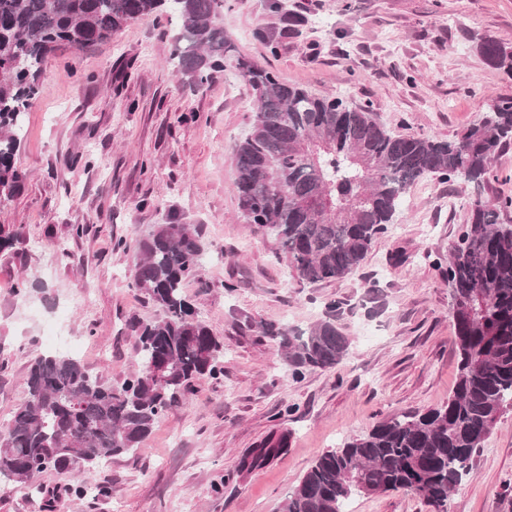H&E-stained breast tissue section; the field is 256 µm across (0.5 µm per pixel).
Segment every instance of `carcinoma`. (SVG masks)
Here are the masks:
<instances>
[{
    "label": "carcinoma",
    "mask_w": 512,
    "mask_h": 512,
    "mask_svg": "<svg viewBox=\"0 0 512 512\" xmlns=\"http://www.w3.org/2000/svg\"><path fill=\"white\" fill-rule=\"evenodd\" d=\"M167 9L178 21L169 60L189 85L203 88L234 55L257 93L251 131L235 149L233 190L247 223L275 237L298 279L341 281L356 271L417 181L431 176L473 188L468 220L443 268L458 351L452 394L324 451L282 503V512H347L355 495L403 491L448 512L498 414L512 405V219L504 216L512 196L493 205L482 199L495 156L512 142V98L491 100L454 139L394 135L369 108L288 85L235 55L218 22L224 0H0V197L15 195L26 180L15 162L19 131L47 55L81 51ZM477 50L512 75L511 47L488 37ZM136 248L133 286L160 310L131 323L137 370L114 386L71 356L37 358L25 401L0 432V481L29 486L47 469H89L135 452L196 381L224 373L223 344L183 294L188 281L204 284L198 229L172 212ZM342 305L328 300L322 318L305 329L263 326L293 376L334 368L348 355L351 342L336 322ZM289 437L286 430L268 437L235 473L277 458Z\"/></svg>",
    "instance_id": "cac0c4a2"
}]
</instances>
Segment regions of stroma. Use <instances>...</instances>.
<instances>
[{"mask_svg":"<svg viewBox=\"0 0 512 512\" xmlns=\"http://www.w3.org/2000/svg\"><path fill=\"white\" fill-rule=\"evenodd\" d=\"M220 22L240 55L280 81L371 104L396 134L454 139L492 99L512 98V78L477 51L486 36L512 45V0H224ZM176 27L169 15L148 16L42 67L16 155L28 179L0 201V224L21 231L0 253V430L44 352L115 384L134 370L129 324L158 311L132 285L133 242L171 210L205 243V282L186 293L224 340V373L198 381L142 450L76 478L39 474L36 485L58 494L54 507L5 482L0 512H279L323 451L442 404L455 386L450 297L434 260L447 258L467 218L470 187L419 180L352 276L299 280L274 238L246 223L232 189L256 94L230 68L190 87L169 63ZM20 277L44 292L17 295ZM331 299L344 303L349 353L336 368L292 378L260 327H307ZM281 429L291 436L277 459L234 475L244 453ZM349 509L430 512L402 492L356 496ZM449 512H512V406Z\"/></svg>","mask_w":512,"mask_h":512,"instance_id":"stroma-1","label":"stroma"}]
</instances>
